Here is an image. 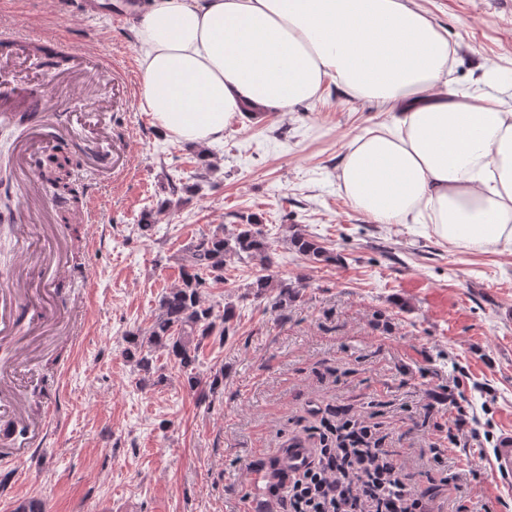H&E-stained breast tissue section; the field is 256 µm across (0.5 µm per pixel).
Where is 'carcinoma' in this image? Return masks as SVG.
<instances>
[{
  "mask_svg": "<svg viewBox=\"0 0 512 512\" xmlns=\"http://www.w3.org/2000/svg\"><path fill=\"white\" fill-rule=\"evenodd\" d=\"M30 55L40 60L44 66L59 68L66 62V56L57 53L48 56L40 46L29 49ZM71 159L64 155L50 157L39 173L40 184L53 190L63 205V222L70 226L74 239H79V225L74 223L82 206V193L71 182ZM292 246L302 256L313 262H329L334 256L316 240L302 231L292 238ZM234 255L244 263L258 267L255 279L247 292L240 296L263 298L278 291L275 305H288V300L298 296V292L288 282L274 280L269 273L273 266L272 245L261 228V221L252 216L245 224L236 225L235 231L224 234V226L200 234L182 249L180 258L179 285L165 292L159 299L158 312L150 325L132 335L138 352L136 366L146 374L155 370V354H166L169 362L180 371L187 373L190 389L198 392L204 400L218 393L224 385V373L211 376L204 387L191 371L199 363V352L203 339L209 336H223L235 316L234 307L227 304L224 310L203 301V290L213 283L224 282L226 256Z\"/></svg>",
  "mask_w": 512,
  "mask_h": 512,
  "instance_id": "cac0c4a2",
  "label": "carcinoma"
}]
</instances>
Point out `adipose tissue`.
<instances>
[{"instance_id":"1","label":"adipose tissue","mask_w":512,"mask_h":512,"mask_svg":"<svg viewBox=\"0 0 512 512\" xmlns=\"http://www.w3.org/2000/svg\"><path fill=\"white\" fill-rule=\"evenodd\" d=\"M142 108L206 148L249 112H290L335 84L396 111L336 178L379 224L428 216L449 245L512 244V105L451 89L453 50L417 0H142Z\"/></svg>"}]
</instances>
